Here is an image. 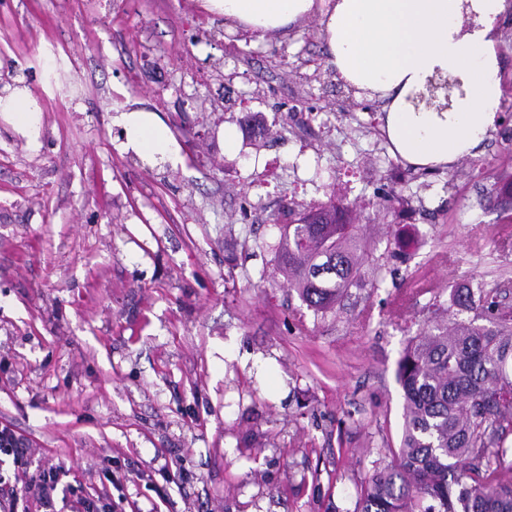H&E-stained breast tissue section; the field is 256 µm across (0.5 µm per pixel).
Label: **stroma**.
<instances>
[{
    "label": "stroma",
    "mask_w": 512,
    "mask_h": 512,
    "mask_svg": "<svg viewBox=\"0 0 512 512\" xmlns=\"http://www.w3.org/2000/svg\"><path fill=\"white\" fill-rule=\"evenodd\" d=\"M500 30L499 123L425 171L336 78L317 21L257 40L199 0H0V85L30 88L41 143L0 120V425L26 473L66 471L57 512H354L400 443L415 279L512 286L492 193L512 175V14ZM138 107L177 164L123 151L113 118ZM330 201L367 260L321 315L274 252L289 211ZM0 454L13 456V459L22 461L27 455L26 442L7 426L0 429Z\"/></svg>",
    "instance_id": "35a3bbf8"
}]
</instances>
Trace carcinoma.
Segmentation results:
<instances>
[{"mask_svg": "<svg viewBox=\"0 0 512 512\" xmlns=\"http://www.w3.org/2000/svg\"><path fill=\"white\" fill-rule=\"evenodd\" d=\"M276 268L307 307L327 313L362 286L360 227L334 202L280 227ZM482 284L434 293L426 327L398 362L404 426L354 512H512V306ZM450 312L451 325L436 315Z\"/></svg>", "mask_w": 512, "mask_h": 512, "instance_id": "carcinoma-1", "label": "carcinoma"}]
</instances>
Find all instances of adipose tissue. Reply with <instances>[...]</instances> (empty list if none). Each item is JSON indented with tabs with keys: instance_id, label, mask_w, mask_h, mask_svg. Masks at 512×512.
<instances>
[{
	"instance_id": "adipose-tissue-1",
	"label": "adipose tissue",
	"mask_w": 512,
	"mask_h": 512,
	"mask_svg": "<svg viewBox=\"0 0 512 512\" xmlns=\"http://www.w3.org/2000/svg\"><path fill=\"white\" fill-rule=\"evenodd\" d=\"M228 29L256 38L289 35L319 19L329 64L341 80L383 101L382 131L391 152L423 168H450L481 144L497 120V24L506 0H201ZM456 79L462 94L440 111L419 102L430 80ZM0 120L39 147V115L30 89L0 94ZM125 151L152 162L175 161L178 149L153 112H120Z\"/></svg>"
}]
</instances>
